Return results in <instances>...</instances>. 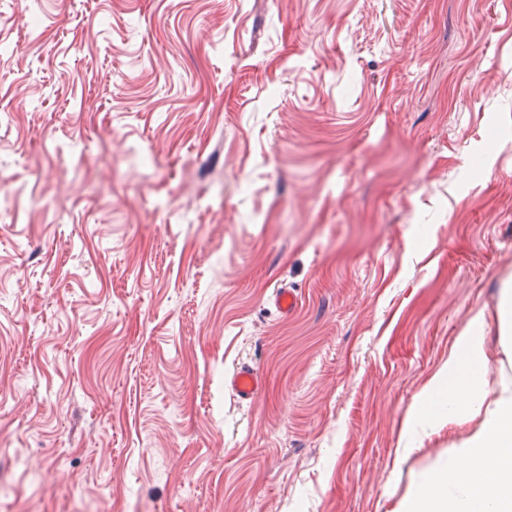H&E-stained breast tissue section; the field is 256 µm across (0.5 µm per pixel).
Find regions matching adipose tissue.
<instances>
[{
	"label": "adipose tissue",
	"mask_w": 512,
	"mask_h": 512,
	"mask_svg": "<svg viewBox=\"0 0 512 512\" xmlns=\"http://www.w3.org/2000/svg\"><path fill=\"white\" fill-rule=\"evenodd\" d=\"M481 324L457 337L410 419L412 438L446 426L466 433L397 512H512V377L491 374Z\"/></svg>",
	"instance_id": "obj_1"
}]
</instances>
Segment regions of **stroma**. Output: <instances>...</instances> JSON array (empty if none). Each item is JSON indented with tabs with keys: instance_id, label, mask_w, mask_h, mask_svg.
Segmentation results:
<instances>
[{
	"instance_id": "obj_1",
	"label": "stroma",
	"mask_w": 512,
	"mask_h": 512,
	"mask_svg": "<svg viewBox=\"0 0 512 512\" xmlns=\"http://www.w3.org/2000/svg\"><path fill=\"white\" fill-rule=\"evenodd\" d=\"M508 277L512 0H0V512H394ZM229 387L240 402L254 400L263 387V379L250 364L243 363L233 372Z\"/></svg>"
}]
</instances>
